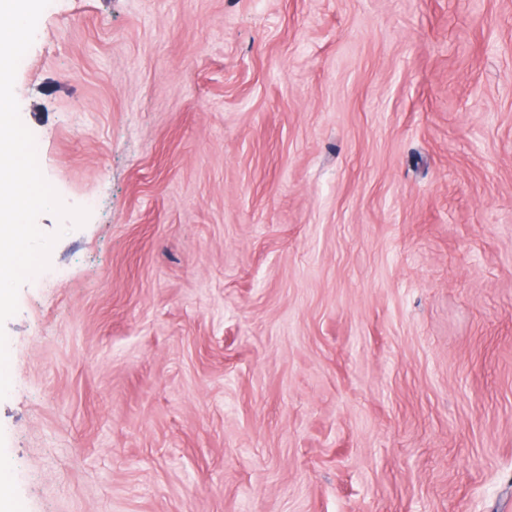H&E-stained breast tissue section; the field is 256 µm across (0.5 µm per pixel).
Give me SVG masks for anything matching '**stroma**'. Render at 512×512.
I'll return each instance as SVG.
<instances>
[{
	"label": "stroma",
	"mask_w": 512,
	"mask_h": 512,
	"mask_svg": "<svg viewBox=\"0 0 512 512\" xmlns=\"http://www.w3.org/2000/svg\"><path fill=\"white\" fill-rule=\"evenodd\" d=\"M14 94L89 213L5 325L26 512H512V0H54Z\"/></svg>",
	"instance_id": "stroma-1"
}]
</instances>
